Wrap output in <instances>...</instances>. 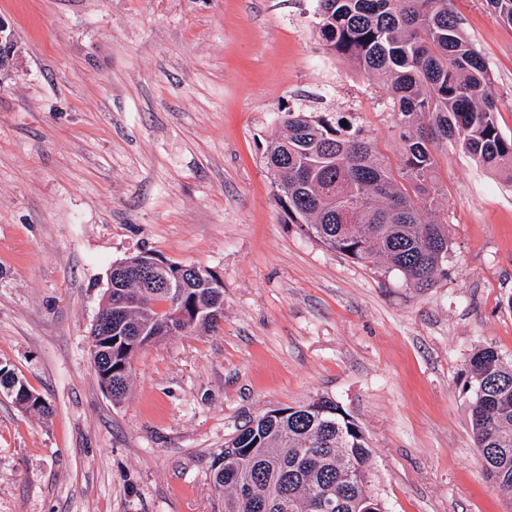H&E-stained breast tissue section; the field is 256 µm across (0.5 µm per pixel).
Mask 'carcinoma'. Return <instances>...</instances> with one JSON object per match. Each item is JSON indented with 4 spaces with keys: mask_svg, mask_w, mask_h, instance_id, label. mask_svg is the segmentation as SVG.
Masks as SVG:
<instances>
[{
    "mask_svg": "<svg viewBox=\"0 0 512 512\" xmlns=\"http://www.w3.org/2000/svg\"><path fill=\"white\" fill-rule=\"evenodd\" d=\"M512 25V0H486ZM315 30L326 49L350 57L387 86L402 145L392 167L363 130L288 111L285 134L263 147L276 176L278 204L290 224L341 255L388 272L415 288L430 287L448 252V225L425 220L437 203L432 145L452 141L483 168L512 178V137L498 126V100L484 57L464 37L448 0H316ZM356 213L347 224L341 211ZM186 288L166 287L165 274L126 269L125 287L99 319L120 310L112 343L91 328L97 373L111 364L112 401L129 390L135 345L160 341L154 331L176 320L188 332L213 331L224 299L216 276L176 264ZM0 391L21 409L50 413L9 393L26 381L3 365ZM471 425L486 478L512 490V363L493 345L472 354ZM372 449L362 427L336 401L316 395L295 407L270 409L243 422L211 465L221 512H370Z\"/></svg>",
    "mask_w": 512,
    "mask_h": 512,
    "instance_id": "1",
    "label": "carcinoma"
}]
</instances>
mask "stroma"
<instances>
[{"instance_id":"1","label":"stroma","mask_w":512,"mask_h":512,"mask_svg":"<svg viewBox=\"0 0 512 512\" xmlns=\"http://www.w3.org/2000/svg\"><path fill=\"white\" fill-rule=\"evenodd\" d=\"M315 0H0L20 49L0 86V512H215L210 467L248 417L337 401L387 512H512L483 478L468 363L512 361V180L435 147L443 272L427 288L286 223L263 146L284 112L341 114L399 165L385 91L326 54ZM512 135V25L448 0ZM142 251L224 283L217 332L139 352L121 403L92 324ZM1 372L3 370H7V372L0 376V391L6 393L9 397L12 398L13 402L24 411L29 412H35L42 415H48L50 413V407L48 404L43 400L38 405L30 404L25 399L20 398L16 393L10 394V391L8 388L11 387V385H17L19 388L24 387L26 385L28 388V384L26 381L19 377L14 370L8 368V366L5 364L3 366H0Z\"/></svg>"}]
</instances>
